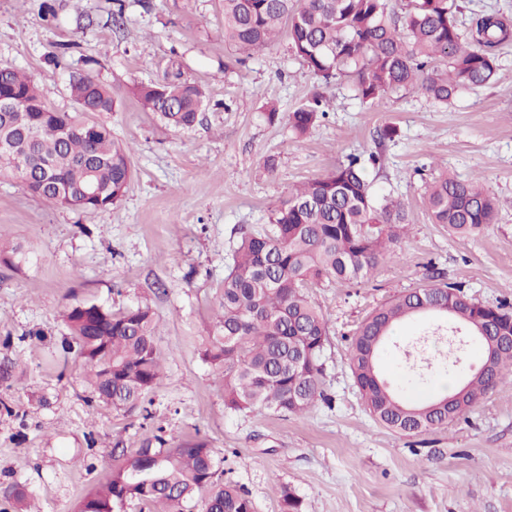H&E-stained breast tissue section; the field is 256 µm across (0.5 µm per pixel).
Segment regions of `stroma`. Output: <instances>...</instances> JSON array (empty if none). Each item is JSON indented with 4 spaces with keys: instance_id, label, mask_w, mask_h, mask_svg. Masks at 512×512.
Returning <instances> with one entry per match:
<instances>
[{
    "instance_id": "obj_1",
    "label": "stroma",
    "mask_w": 512,
    "mask_h": 512,
    "mask_svg": "<svg viewBox=\"0 0 512 512\" xmlns=\"http://www.w3.org/2000/svg\"><path fill=\"white\" fill-rule=\"evenodd\" d=\"M236 57L223 0H0V65L25 71L61 112L77 108L71 77L93 71L121 105L89 118L111 126L133 171L121 201L99 212L47 203L0 176V242L23 248L18 266L0 262V363L13 365L0 400L15 410L0 409V484L24 486L41 512H74L109 475L114 449L135 452L160 430L175 444L205 441L255 512H280L287 491L303 512H512V377L448 425L403 436L373 419L349 368L361 322L432 281L512 310V40L497 51L496 82L446 107L417 92L363 105L353 78L318 81L285 36L245 63ZM161 80L204 87L209 102L192 129L142 110L134 87ZM317 91L328 115L295 136L287 115ZM270 105L281 115L273 124ZM389 123L398 137L379 142ZM375 151L381 163L367 178L405 204L409 227L368 282L308 291L329 330L330 404L288 416L227 409L201 349L240 228L265 227L293 185ZM444 173L480 180L494 198L495 221L479 235L431 223L425 188ZM83 301L152 309L165 375L151 419L90 400L81 359L62 346L61 312ZM425 326L407 323L381 355L393 386Z\"/></svg>"
}]
</instances>
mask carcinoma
I'll return each mask as SVG.
<instances>
[{
  "mask_svg": "<svg viewBox=\"0 0 512 512\" xmlns=\"http://www.w3.org/2000/svg\"><path fill=\"white\" fill-rule=\"evenodd\" d=\"M456 0H224V41L248 57L274 42L288 24L291 50L308 70L325 81L354 76L362 102L375 105L386 94L416 91L448 106L460 90L490 83L496 49L512 31L494 14L474 20L464 34L456 21ZM0 82L18 100L0 114V140L13 151L8 167L17 171L34 195L95 212L116 204L132 179L128 149L112 127L96 123L90 141L76 132L80 114L25 106L40 99L35 83L18 70L0 66ZM70 93L88 112H114L115 98L101 81L78 74ZM134 95L164 123L190 129L206 105V93L194 82L162 81L139 86ZM330 107L314 94L288 113L297 136L306 135ZM366 166L351 157L333 170L288 194L272 210L269 228L241 230L216 309L218 325L206 342L204 357L224 383L225 406L234 412L303 414L324 394V352L328 329L307 289L325 281L360 284L393 251L407 221L405 206L378 194L366 179ZM103 198L84 203L80 188L88 172ZM423 203L431 222L458 237L480 233L493 222L495 202L472 183L442 175L426 188ZM69 336L88 366L85 378L92 398L115 410L140 407L163 370L156 345L155 318L146 305L118 311L98 302L66 307ZM432 317L440 325L431 335L446 343L448 369L461 350L448 327L512 334V311L469 299L455 284L423 285L373 311L352 343L350 368L374 419L403 435L446 425L470 410L505 380L512 351L499 350L490 375L471 380L463 404L428 410L432 393L408 396L381 378L378 360L404 322ZM411 381L422 384L429 364L416 347L407 357ZM224 460L204 441L172 444L161 433L132 454L119 453L106 481L81 498L76 512H254L249 493L226 482Z\"/></svg>",
  "mask_w": 512,
  "mask_h": 512,
  "instance_id": "carcinoma-1",
  "label": "carcinoma"
}]
</instances>
